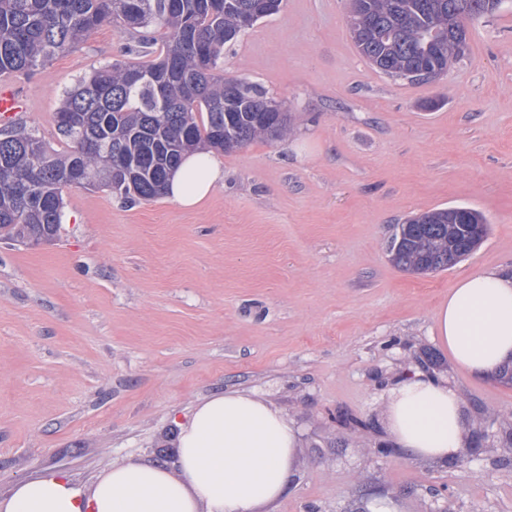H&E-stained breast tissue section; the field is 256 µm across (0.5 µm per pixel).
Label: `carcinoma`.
<instances>
[{
  "instance_id": "1",
  "label": "carcinoma",
  "mask_w": 512,
  "mask_h": 512,
  "mask_svg": "<svg viewBox=\"0 0 512 512\" xmlns=\"http://www.w3.org/2000/svg\"><path fill=\"white\" fill-rule=\"evenodd\" d=\"M0 0V75L28 73L110 23L120 30L162 31L159 57L115 61L64 92L54 122L70 149H49L20 127L0 131V237L23 243L53 240L72 185L112 187V171L132 177L118 196L130 203L164 196L168 176L195 151L230 152L255 139L281 140L291 113L265 112L268 92L243 76L224 74V47L280 11L271 0ZM502 0H350L359 18V52L394 79H436L457 58L469 21L495 12ZM461 207L414 216L397 225L390 261L416 274L444 271L475 245L448 239Z\"/></svg>"
}]
</instances>
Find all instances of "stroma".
<instances>
[{
    "mask_svg": "<svg viewBox=\"0 0 512 512\" xmlns=\"http://www.w3.org/2000/svg\"><path fill=\"white\" fill-rule=\"evenodd\" d=\"M140 38L106 23L11 75L26 130L64 150L63 92ZM467 44L443 79L394 80L358 53L346 0H283L224 71L295 113L288 138L218 153L199 208L73 187L55 241L0 240V496L47 473L88 486L132 458L174 464L180 423L241 390L298 432L266 512H512V384L458 366L432 321L463 276L512 271V0L469 22ZM450 206L486 216L474 251L429 275L394 266L396 225ZM418 371L458 395V456L392 448L388 392Z\"/></svg>",
    "mask_w": 512,
    "mask_h": 512,
    "instance_id": "35a3bbf8",
    "label": "stroma"
}]
</instances>
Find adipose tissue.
Listing matches in <instances>:
<instances>
[{
  "label": "adipose tissue",
  "instance_id": "adipose-tissue-1",
  "mask_svg": "<svg viewBox=\"0 0 512 512\" xmlns=\"http://www.w3.org/2000/svg\"><path fill=\"white\" fill-rule=\"evenodd\" d=\"M222 173L208 152L187 154L168 180L167 198L185 208L213 193ZM434 331L471 374L491 377L512 361V275L464 276L433 316ZM387 428L412 456L459 452L465 424L448 385L414 374L391 389ZM297 434L276 409L240 392L216 394L180 427L174 465L130 460L86 487L50 473L18 481L0 512H261L287 490Z\"/></svg>",
  "mask_w": 512,
  "mask_h": 512
}]
</instances>
